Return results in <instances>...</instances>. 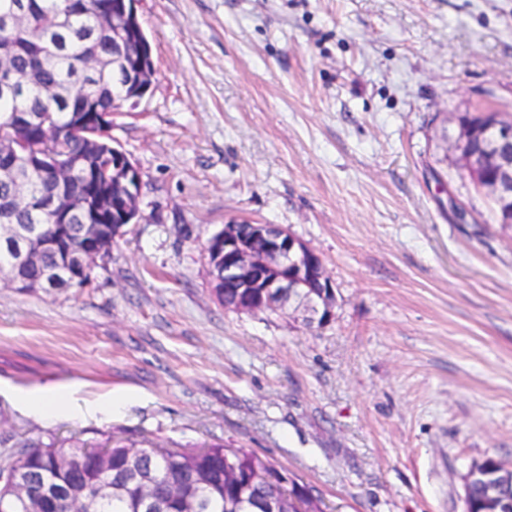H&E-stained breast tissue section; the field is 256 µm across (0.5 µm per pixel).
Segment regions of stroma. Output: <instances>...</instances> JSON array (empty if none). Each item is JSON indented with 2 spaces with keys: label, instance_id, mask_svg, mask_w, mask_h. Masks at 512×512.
I'll return each instance as SVG.
<instances>
[{
  "label": "stroma",
  "instance_id": "obj_1",
  "mask_svg": "<svg viewBox=\"0 0 512 512\" xmlns=\"http://www.w3.org/2000/svg\"><path fill=\"white\" fill-rule=\"evenodd\" d=\"M155 75L112 115L140 217L88 287L0 288V464L18 448L221 444L324 512H464L512 466V228L450 144L512 118V0H138ZM277 224L331 322L237 313L206 245ZM70 394L49 420L24 405ZM119 398V411L93 412ZM488 459L474 463L465 475V485L471 483L476 478H481L489 492L495 493L500 489L511 487L512 489V467L506 466L501 462L490 464ZM482 482H473L468 494L469 512H512V498L505 501H490L493 508L489 504L487 494ZM490 509V510H489Z\"/></svg>",
  "mask_w": 512,
  "mask_h": 512
}]
</instances>
